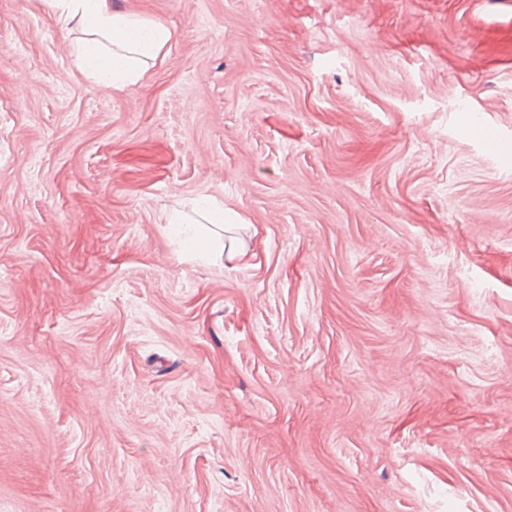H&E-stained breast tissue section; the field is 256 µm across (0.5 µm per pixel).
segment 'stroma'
Listing matches in <instances>:
<instances>
[{
	"instance_id": "35a3bbf8",
	"label": "stroma",
	"mask_w": 512,
	"mask_h": 512,
	"mask_svg": "<svg viewBox=\"0 0 512 512\" xmlns=\"http://www.w3.org/2000/svg\"><path fill=\"white\" fill-rule=\"evenodd\" d=\"M112 6L0 0V512H512V0ZM48 2L62 29L78 24L95 35L78 48L75 61L103 89H121L138 81L145 72L144 59H155L172 37L162 23L112 9V0ZM185 253L192 259L220 260L224 255L234 258L240 250L234 238L225 239L216 233L207 239L191 241L185 246Z\"/></svg>"
}]
</instances>
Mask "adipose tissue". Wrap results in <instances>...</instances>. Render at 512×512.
<instances>
[{
	"mask_svg": "<svg viewBox=\"0 0 512 512\" xmlns=\"http://www.w3.org/2000/svg\"><path fill=\"white\" fill-rule=\"evenodd\" d=\"M61 28L80 25L92 37L78 48L77 68L103 89L138 81L145 59L156 58L172 33L162 23L114 10L112 0H48Z\"/></svg>",
	"mask_w": 512,
	"mask_h": 512,
	"instance_id": "adipose-tissue-1",
	"label": "adipose tissue"
}]
</instances>
